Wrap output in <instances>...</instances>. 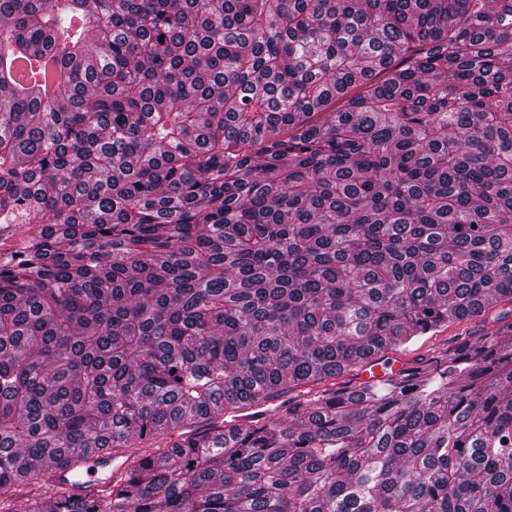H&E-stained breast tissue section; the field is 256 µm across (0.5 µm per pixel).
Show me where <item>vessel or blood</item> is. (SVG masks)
Segmentation results:
<instances>
[{"mask_svg":"<svg viewBox=\"0 0 512 512\" xmlns=\"http://www.w3.org/2000/svg\"><path fill=\"white\" fill-rule=\"evenodd\" d=\"M401 368V363L397 361L389 363L372 359L367 361L360 381L364 384L383 381ZM126 469V463L118 461L116 455L92 450L87 453L77 474L73 475L69 470L53 467L47 473V480L53 495L63 498L79 493L109 489L113 480L124 474Z\"/></svg>","mask_w":512,"mask_h":512,"instance_id":"vessel-or-blood-1","label":"vessel or blood"}]
</instances>
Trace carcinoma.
<instances>
[{
	"instance_id": "obj_1",
	"label": "carcinoma",
	"mask_w": 512,
	"mask_h": 512,
	"mask_svg": "<svg viewBox=\"0 0 512 512\" xmlns=\"http://www.w3.org/2000/svg\"><path fill=\"white\" fill-rule=\"evenodd\" d=\"M15 224L0 488L172 440L6 512H512V0H0ZM477 328L478 325L473 321L454 324L448 328L442 329L438 333H435L432 337L429 335L415 338L403 346L400 349V352H395L393 355L410 361L425 354L428 349L437 347L452 340L454 336H465L466 333L474 332ZM404 369L403 365L398 361H391L387 363L384 360L371 359L367 361L363 368L360 382L363 384H372L377 381H384L388 379L391 373H396ZM120 458L112 452L90 450L85 459L79 464L82 468L78 471L76 477H72L70 472L74 467L60 469L58 467L50 468L47 473V480L55 498L107 490L112 487V481L125 473L128 462L115 463ZM78 465V466H79ZM32 491L45 495L53 496L41 474L35 476L34 483L23 490V492Z\"/></svg>"
}]
</instances>
